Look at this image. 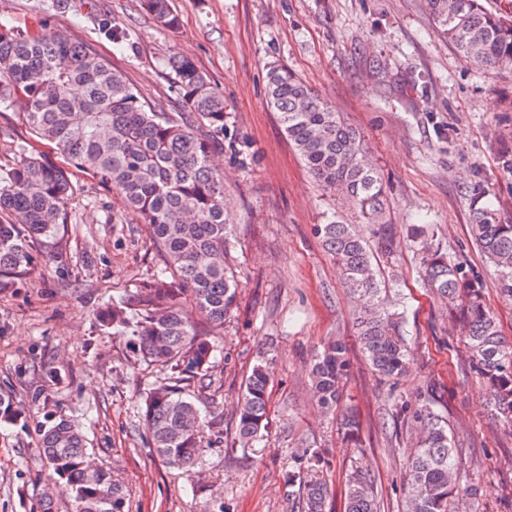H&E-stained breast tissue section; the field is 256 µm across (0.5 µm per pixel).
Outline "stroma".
Instances as JSON below:
<instances>
[{
	"instance_id": "1",
	"label": "stroma",
	"mask_w": 512,
	"mask_h": 512,
	"mask_svg": "<svg viewBox=\"0 0 512 512\" xmlns=\"http://www.w3.org/2000/svg\"><path fill=\"white\" fill-rule=\"evenodd\" d=\"M38 0H0V22L41 27L87 41L122 71L142 101L180 111L169 55L190 57L224 96L227 121L245 143L247 164L222 161L238 308L224 324L203 395V414L224 421V438L202 467L185 471L150 448L139 394L156 373L128 360L127 339L103 326L101 309L136 289L159 258L137 214L80 172L71 182L72 217L26 284L0 292V512H72L68 492L40 454V430L67 418L85 434L99 465L123 483L126 512H292L286 476L295 454L315 448L343 512L352 467L369 468L381 512H402L401 483L413 431L396 419L441 385L434 410L447 419L481 512H512V441L485 391L468 374L463 332L421 280L413 224L430 227L433 246L483 275L487 303L512 340V301L503 300L492 266L470 235V199L481 187L502 222L512 223V171L501 153L512 145V68L460 56L439 33L424 0H173L177 31L159 27L140 0H69L49 14ZM103 9L134 31L119 49L88 18ZM294 70L364 135L367 161L386 189L384 222L398 251L383 261L390 298L414 363L393 382L362 356L356 300L343 287L314 228L362 224L358 210L322 191L302 165L266 102V76ZM20 104L0 105V169L23 150L42 149L22 123ZM363 226L367 238L376 229ZM343 339L351 367L343 402L357 414L360 446L347 443L338 417L319 408L308 366L312 353ZM270 349L269 427L254 450L235 447V407L262 349ZM60 373L63 384L47 375Z\"/></svg>"
}]
</instances>
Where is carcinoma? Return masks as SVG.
<instances>
[{
    "label": "carcinoma",
    "instance_id": "cac0c4a2",
    "mask_svg": "<svg viewBox=\"0 0 512 512\" xmlns=\"http://www.w3.org/2000/svg\"><path fill=\"white\" fill-rule=\"evenodd\" d=\"M442 34L465 58L483 65L512 62V20L484 11L478 0H425ZM141 8L167 30L180 26L171 0H141ZM98 30L122 48L132 32L108 18ZM168 66L173 91L192 119L142 102L124 74L94 48L50 28L22 33L0 23V104L18 102L22 118L41 141L139 214L161 263L136 290L112 300L102 323L129 337L131 363L162 377L140 396L144 427L165 463L191 471L205 461V430L222 438L220 421L203 418L199 394L212 384L210 369L224 321L236 306L238 284L224 219V173L214 156L244 153L228 132L224 96L189 57ZM267 98L304 166L326 191L342 196L369 224H382L384 187L366 162L363 136L312 92L292 70L268 74ZM69 173L48 155L24 153L0 174V289L28 276L36 261L31 243L52 238L70 220ZM471 233L497 272V288L512 300V224H501L481 191L470 205ZM316 234L340 271L349 293L361 301L356 326L359 347L381 377L397 379L410 367V350L397 329L398 313L382 296L386 284L364 238L350 224H318ZM426 287L448 305L464 332L468 371L487 392L503 435L512 439V342L484 301L483 280L448 254L421 245ZM206 320L200 330L196 317ZM349 346L337 339L316 352L310 378L323 412L341 406L349 369ZM273 359L264 356L246 377L236 405L242 451L263 440L269 426ZM402 422L419 429L404 463L401 490L406 512H453L454 502H478L468 482L448 423L431 400L402 405ZM46 464L65 481L76 512H125L122 487L102 466H87L89 449L80 429L61 419L41 437ZM316 453L294 458L288 486L296 488L299 512H329L330 485L309 473ZM344 512H379L368 469L345 479Z\"/></svg>",
    "mask_w": 512,
    "mask_h": 512
}]
</instances>
